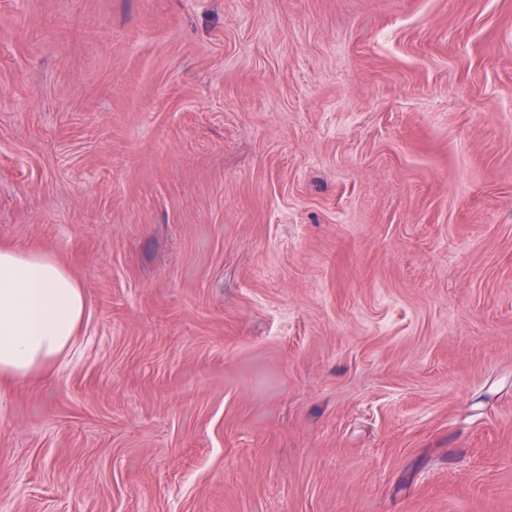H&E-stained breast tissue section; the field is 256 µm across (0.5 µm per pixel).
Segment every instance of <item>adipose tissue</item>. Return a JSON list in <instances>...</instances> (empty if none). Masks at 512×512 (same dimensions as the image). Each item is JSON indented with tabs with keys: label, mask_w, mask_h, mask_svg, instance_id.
<instances>
[{
	"label": "adipose tissue",
	"mask_w": 512,
	"mask_h": 512,
	"mask_svg": "<svg viewBox=\"0 0 512 512\" xmlns=\"http://www.w3.org/2000/svg\"><path fill=\"white\" fill-rule=\"evenodd\" d=\"M86 311L82 288L58 259L0 248V380H22L62 361Z\"/></svg>",
	"instance_id": "adipose-tissue-1"
}]
</instances>
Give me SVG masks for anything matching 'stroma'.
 I'll return each instance as SVG.
<instances>
[{"label": "stroma", "instance_id": "obj_1", "mask_svg": "<svg viewBox=\"0 0 512 512\" xmlns=\"http://www.w3.org/2000/svg\"><path fill=\"white\" fill-rule=\"evenodd\" d=\"M0 247V512H512V0H0ZM86 311L82 288L58 259L0 248V382L25 379L62 361Z\"/></svg>", "mask_w": 512, "mask_h": 512}]
</instances>
